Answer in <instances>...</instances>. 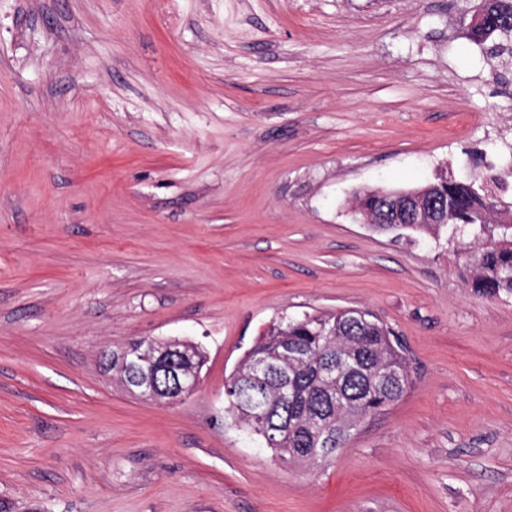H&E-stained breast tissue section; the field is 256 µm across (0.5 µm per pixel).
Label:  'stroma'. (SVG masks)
Returning <instances> with one entry per match:
<instances>
[{
  "label": "stroma",
  "instance_id": "obj_1",
  "mask_svg": "<svg viewBox=\"0 0 512 512\" xmlns=\"http://www.w3.org/2000/svg\"><path fill=\"white\" fill-rule=\"evenodd\" d=\"M478 0H0V512H512V298L467 243L355 222L483 171L512 71ZM366 309L411 384L327 461L224 412L280 317ZM200 343L146 402L103 351ZM153 340L157 344L152 345V350L149 353L142 355L143 363L139 364L140 369L144 373H151L155 369L158 361L164 358L173 357L179 365V368L176 369L175 374H173V380L177 390L180 391V395L176 398L169 399V402L180 401L190 395H193L199 389L201 378L198 375L193 378H184L185 368L189 363H192L193 367L201 374L202 368L204 367L207 359L203 348L198 344H188V349L192 352L191 361L189 352L174 347L178 344L177 341L183 342L184 340L176 338Z\"/></svg>",
  "mask_w": 512,
  "mask_h": 512
}]
</instances>
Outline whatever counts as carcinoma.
Masks as SVG:
<instances>
[{"label": "carcinoma", "mask_w": 512, "mask_h": 512, "mask_svg": "<svg viewBox=\"0 0 512 512\" xmlns=\"http://www.w3.org/2000/svg\"><path fill=\"white\" fill-rule=\"evenodd\" d=\"M483 21L468 26L476 43L492 41L490 58L503 70L512 68V0H483ZM502 181L482 174L464 180L440 178L427 184L445 197L437 224H391L386 232L435 235L443 228L452 233L474 232L488 240L470 254V288L482 297H512V202L490 189ZM298 348L301 357L285 355V344ZM148 343L139 340L112 351V372L136 396L137 375L129 363ZM264 360L270 370L263 381L252 377L251 364ZM332 364L340 375H325ZM407 374L405 358L391 331L367 311L344 309L283 317L268 325L224 384L225 412L250 433L265 437L269 423L288 422L291 429L266 444L283 461L327 460L336 443L326 439L329 415H340L343 434L366 418L392 405L404 388L383 385L378 372Z\"/></svg>", "instance_id": "carcinoma-1"}]
</instances>
